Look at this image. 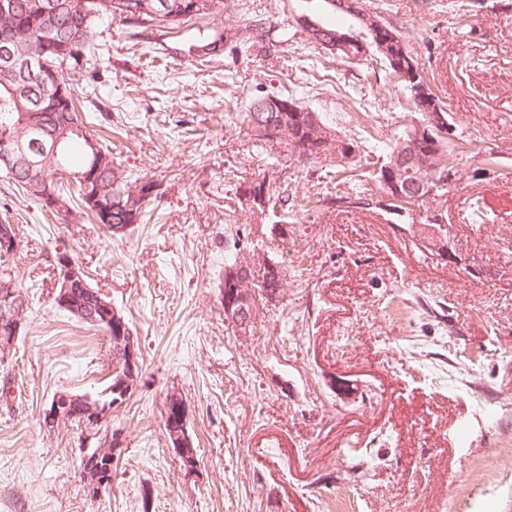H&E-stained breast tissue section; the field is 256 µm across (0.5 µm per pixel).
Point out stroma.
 <instances>
[{
  "mask_svg": "<svg viewBox=\"0 0 512 512\" xmlns=\"http://www.w3.org/2000/svg\"><path fill=\"white\" fill-rule=\"evenodd\" d=\"M361 6L402 36L456 137L496 161L485 178L450 156V183L422 207V220L447 225V257L391 224L375 177L320 181V165L262 148L243 121L261 88L290 91L367 146L417 122L380 59L328 56L298 24L352 29L353 16L325 0H224L222 14L148 30L136 46L121 21L100 24L108 134L123 169L153 177L159 194L151 219L119 239L77 205L41 210L0 176L26 314L0 362V512H512V0ZM250 11L272 30L228 83L224 60L197 64L191 38L243 32ZM268 175L330 201L277 219L248 212L244 188ZM361 186L374 205L346 203ZM276 220L287 241L272 240ZM232 250L284 269L244 337L224 319ZM62 252L130 319L143 364L108 424L122 454L94 500L81 429L43 424L54 393L96 394L111 375L102 333L54 302ZM174 390L191 474L164 429Z\"/></svg>",
  "mask_w": 512,
  "mask_h": 512,
  "instance_id": "1",
  "label": "stroma"
}]
</instances>
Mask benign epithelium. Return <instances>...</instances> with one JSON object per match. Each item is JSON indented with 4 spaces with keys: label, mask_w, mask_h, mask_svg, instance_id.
Instances as JSON below:
<instances>
[{
    "label": "benign epithelium",
    "mask_w": 512,
    "mask_h": 512,
    "mask_svg": "<svg viewBox=\"0 0 512 512\" xmlns=\"http://www.w3.org/2000/svg\"><path fill=\"white\" fill-rule=\"evenodd\" d=\"M339 8L347 13L356 16L369 28L381 31V23L376 17L366 13L360 6V0H341L337 3ZM306 33L319 45L336 50L337 46L344 41V37L337 35L331 39L323 37L321 28L310 22L304 23ZM414 96L422 99L425 103L432 105L427 113V121L438 126L448 133V137H453V128L439 108L433 107L434 100L430 95L429 87L421 85L412 89ZM58 288L56 302L60 307L67 309L78 316L90 320L94 323L100 321L108 325L113 330L112 344L114 353L117 354V361L123 374L117 380V383L109 387L105 394L110 396L109 402L101 406L92 403V396L89 394H73L71 392H59L55 395L53 401L44 412L46 426L52 428L62 422H67L75 413H82L84 420L91 427H98L110 420L112 413L125 407L129 394L136 390L141 378L139 354L137 351V341L134 334L125 323L121 312L112 305V302L99 298L98 307L93 311H87L81 305V300L72 292L74 288L86 287L84 272L78 268L71 260L61 259V273L58 277ZM268 297V292L259 291L253 287L249 279L239 282L238 287L232 289V292L226 294L224 307L225 314L236 326L237 332L247 334L251 325L253 313L259 298ZM0 299L11 306V329L13 335H4L0 337V353L10 352L15 335L21 327L24 319V302L16 298L13 289H4L0 291ZM164 419L168 424V441L174 448L185 464L188 471H193L196 467V458L191 436L187 429V410L186 401L182 394L177 391H171L165 398ZM119 437L112 435L93 451L84 449L83 468L85 473L92 474L90 482L86 489L91 497H97L103 487L110 481L112 474V464L118 459Z\"/></svg>",
    "instance_id": "obj_1"
}]
</instances>
